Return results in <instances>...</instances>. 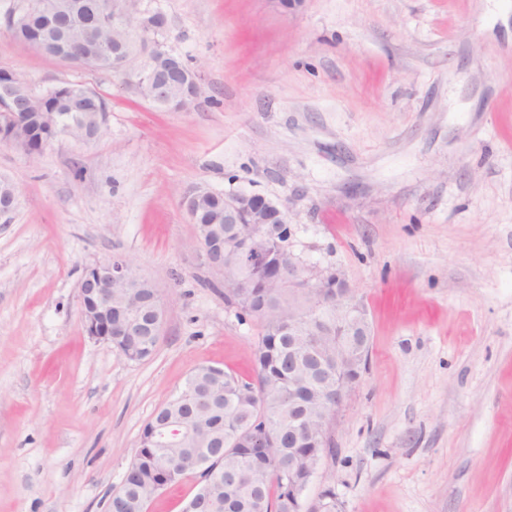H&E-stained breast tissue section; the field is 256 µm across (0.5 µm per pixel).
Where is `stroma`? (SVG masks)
Masks as SVG:
<instances>
[{"mask_svg": "<svg viewBox=\"0 0 512 512\" xmlns=\"http://www.w3.org/2000/svg\"><path fill=\"white\" fill-rule=\"evenodd\" d=\"M0 69L80 84L106 134L0 143V512H105L154 412L259 328L204 267L196 186L281 203L296 253L365 307L369 365L303 493L342 512H512V0H141L200 75L187 110L15 40ZM126 258L167 309L154 354L87 335L79 283Z\"/></svg>", "mask_w": 512, "mask_h": 512, "instance_id": "1", "label": "stroma"}]
</instances>
